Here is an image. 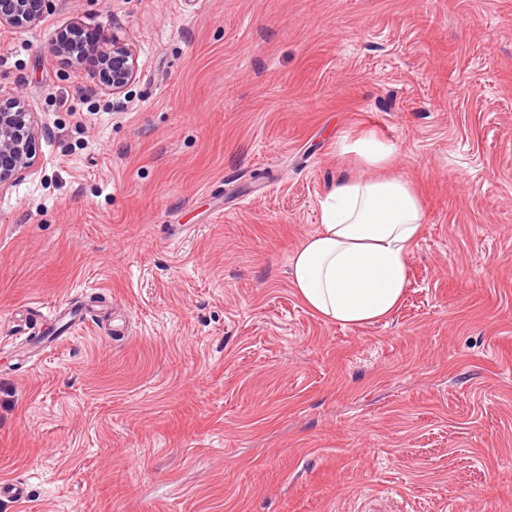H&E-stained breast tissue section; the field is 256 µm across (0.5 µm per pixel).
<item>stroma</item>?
I'll return each instance as SVG.
<instances>
[{
    "mask_svg": "<svg viewBox=\"0 0 512 512\" xmlns=\"http://www.w3.org/2000/svg\"><path fill=\"white\" fill-rule=\"evenodd\" d=\"M132 45L96 92L49 51ZM41 123L0 193V475L25 512H512V0H56L0 30ZM426 202L385 319L314 314L289 259L344 135ZM103 309L54 341L27 306ZM82 33H84V30L78 24L55 32L49 42L52 55L70 66L81 69L84 66ZM92 51L100 59L99 65L91 67L88 72L93 90L118 95L135 82L137 56L128 44L118 42L104 29H98ZM338 146L342 154L354 153L367 167L376 170L390 168L397 153L395 145L371 134L363 135L354 141L344 138Z\"/></svg>",
    "mask_w": 512,
    "mask_h": 512,
    "instance_id": "stroma-1",
    "label": "stroma"
}]
</instances>
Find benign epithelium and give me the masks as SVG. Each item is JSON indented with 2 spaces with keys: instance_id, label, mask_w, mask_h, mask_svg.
<instances>
[{
  "instance_id": "1",
  "label": "benign epithelium",
  "mask_w": 512,
  "mask_h": 512,
  "mask_svg": "<svg viewBox=\"0 0 512 512\" xmlns=\"http://www.w3.org/2000/svg\"><path fill=\"white\" fill-rule=\"evenodd\" d=\"M52 0H0V27L18 31L38 27L44 21ZM83 28L74 24L51 37L53 56L78 69L83 67ZM92 51L100 59L88 76L91 88L118 95L131 86L138 73L137 56L126 43L113 39L105 30L95 32ZM37 113L21 93H0V191L13 185L19 176L36 165Z\"/></svg>"
}]
</instances>
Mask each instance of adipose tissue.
<instances>
[{
    "instance_id": "obj_1",
    "label": "adipose tissue",
    "mask_w": 512,
    "mask_h": 512,
    "mask_svg": "<svg viewBox=\"0 0 512 512\" xmlns=\"http://www.w3.org/2000/svg\"><path fill=\"white\" fill-rule=\"evenodd\" d=\"M339 149L376 174L347 173L331 185L320 201L319 230L290 258L291 284L318 316L356 326L384 319L401 302L426 208L407 176L391 169L395 145L368 134Z\"/></svg>"
}]
</instances>
